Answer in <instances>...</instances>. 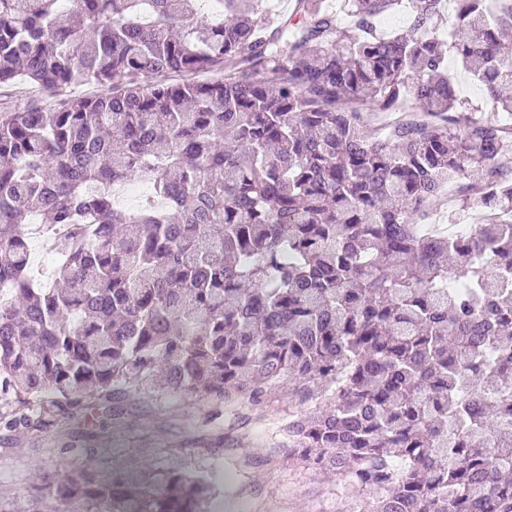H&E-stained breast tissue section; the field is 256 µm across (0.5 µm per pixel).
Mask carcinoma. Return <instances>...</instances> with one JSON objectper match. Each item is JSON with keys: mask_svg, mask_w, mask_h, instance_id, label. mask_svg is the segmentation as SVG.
<instances>
[{"mask_svg": "<svg viewBox=\"0 0 512 512\" xmlns=\"http://www.w3.org/2000/svg\"><path fill=\"white\" fill-rule=\"evenodd\" d=\"M0 0V430L33 406L171 395L305 406L273 444L361 512H512V124L460 101L447 56L512 115V0ZM106 84L109 93L74 89ZM415 101L412 110L409 100ZM390 113L400 117L382 124ZM147 180L137 209L111 187ZM448 198L487 213L421 231ZM70 228L52 282L24 225ZM33 512H209L207 474H52ZM410 22L409 12L405 8L400 7L381 16L377 21V28L382 33H388L406 28ZM33 98L39 99L46 105H53L61 97H52L42 91L30 93L24 89L0 88V110L12 111L27 105Z\"/></svg>", "mask_w": 512, "mask_h": 512, "instance_id": "cac0c4a2", "label": "carcinoma"}]
</instances>
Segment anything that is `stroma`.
Instances as JSON below:
<instances>
[{
    "instance_id": "stroma-1",
    "label": "stroma",
    "mask_w": 512,
    "mask_h": 512,
    "mask_svg": "<svg viewBox=\"0 0 512 512\" xmlns=\"http://www.w3.org/2000/svg\"><path fill=\"white\" fill-rule=\"evenodd\" d=\"M117 421L45 416L33 431H0V512H32L47 496L44 474L91 469L97 480L143 468L215 478L224 512H336V482L295 460L266 464L277 427L294 412L284 391L253 411L212 406L149 388L117 399Z\"/></svg>"
}]
</instances>
